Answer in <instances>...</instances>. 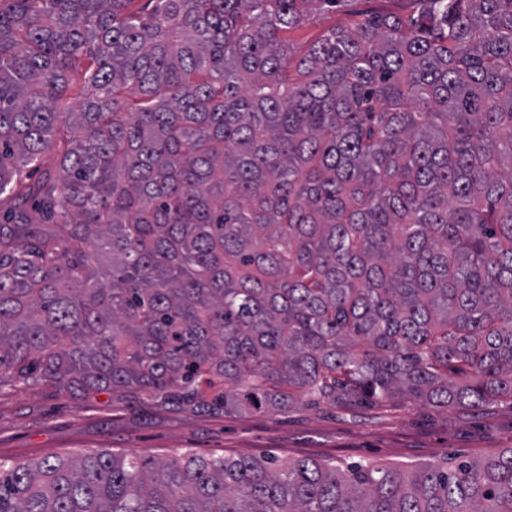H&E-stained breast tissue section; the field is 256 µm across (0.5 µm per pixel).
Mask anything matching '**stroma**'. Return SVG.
Here are the masks:
<instances>
[{
  "instance_id": "1",
  "label": "stroma",
  "mask_w": 512,
  "mask_h": 512,
  "mask_svg": "<svg viewBox=\"0 0 512 512\" xmlns=\"http://www.w3.org/2000/svg\"><path fill=\"white\" fill-rule=\"evenodd\" d=\"M415 9L413 0H339L333 9H311L283 37L300 56L331 28L354 26L379 10ZM510 447L512 401L480 414L435 412L403 399L371 412L304 401L285 414H224L109 393L77 400L44 385L0 389V459L9 461L106 450L162 459L191 452L410 466Z\"/></svg>"
}]
</instances>
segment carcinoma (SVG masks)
<instances>
[{"instance_id":"1","label":"carcinoma","mask_w":512,"mask_h":512,"mask_svg":"<svg viewBox=\"0 0 512 512\" xmlns=\"http://www.w3.org/2000/svg\"><path fill=\"white\" fill-rule=\"evenodd\" d=\"M0 0V386L286 412L512 399V0ZM0 512H512L406 468L101 450ZM416 7L410 0H343L336 4V9L319 10L312 7L304 21L288 29L282 36L293 47L295 56H300L331 28L352 27L374 11L395 10L411 14Z\"/></svg>"}]
</instances>
